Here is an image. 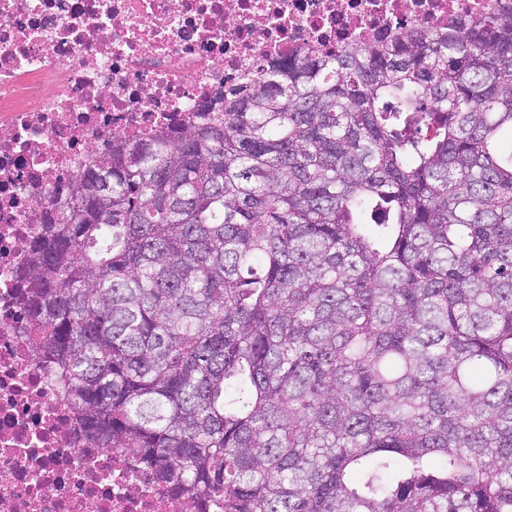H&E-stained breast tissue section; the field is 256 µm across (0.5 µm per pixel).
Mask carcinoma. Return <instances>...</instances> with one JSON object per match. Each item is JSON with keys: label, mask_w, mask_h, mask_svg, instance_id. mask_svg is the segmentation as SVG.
<instances>
[{"label": "carcinoma", "mask_w": 512, "mask_h": 512, "mask_svg": "<svg viewBox=\"0 0 512 512\" xmlns=\"http://www.w3.org/2000/svg\"><path fill=\"white\" fill-rule=\"evenodd\" d=\"M41 201L90 447L219 512H512V11L283 59Z\"/></svg>", "instance_id": "cac0c4a2"}]
</instances>
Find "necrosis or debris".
I'll use <instances>...</instances> for the list:
<instances>
[{
    "instance_id": "1",
    "label": "necrosis or debris",
    "mask_w": 512,
    "mask_h": 512,
    "mask_svg": "<svg viewBox=\"0 0 512 512\" xmlns=\"http://www.w3.org/2000/svg\"><path fill=\"white\" fill-rule=\"evenodd\" d=\"M512 0H0V512H205L90 448L30 339L28 245L114 137L180 124L267 62L444 30Z\"/></svg>"
}]
</instances>
